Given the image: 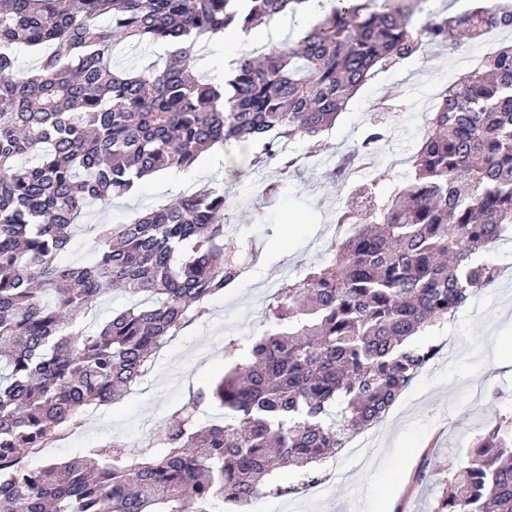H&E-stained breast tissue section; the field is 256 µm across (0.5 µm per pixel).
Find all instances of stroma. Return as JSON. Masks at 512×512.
Instances as JSON below:
<instances>
[{
  "instance_id": "obj_1",
  "label": "stroma",
  "mask_w": 512,
  "mask_h": 512,
  "mask_svg": "<svg viewBox=\"0 0 512 512\" xmlns=\"http://www.w3.org/2000/svg\"><path fill=\"white\" fill-rule=\"evenodd\" d=\"M483 54V43L475 41L453 49L429 45L375 71L320 143L305 138L293 144L307 163L290 176L294 192L271 205H263L262 190L278 178V161L253 170L249 147L234 143L225 146L223 157H203L201 166L221 176L231 202L227 248L243 257L259 254L248 281L212 298L207 315L163 344L136 391L88 410L79 425L62 426L59 437L30 456L28 465L102 451L115 441L138 444L193 391L219 379L225 343L247 342L265 329V307L279 280L321 262L337 242L336 218L349 194L328 178L338 158L360 144L374 118L383 117L390 137L379 144L371 166L354 178L360 184L382 180L386 193L402 184L439 92L476 68ZM387 173L392 181H384ZM195 176L192 169L160 172L142 180L131 195L88 206L81 221L123 223L131 213L171 202L183 181ZM259 207L265 212L261 224L254 221ZM485 257L500 268L498 281L418 337V344L436 346L438 352L372 424L374 437L360 457L345 449L324 459L323 468L335 469L336 475L326 478L320 495L266 499L260 512H431L444 484L466 466L475 438L499 417L512 415V366L500 363L503 346L512 343V241L492 243Z\"/></svg>"
}]
</instances>
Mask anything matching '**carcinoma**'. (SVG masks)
I'll use <instances>...</instances> for the list:
<instances>
[{
  "label": "carcinoma",
  "instance_id": "obj_1",
  "mask_svg": "<svg viewBox=\"0 0 512 512\" xmlns=\"http://www.w3.org/2000/svg\"><path fill=\"white\" fill-rule=\"evenodd\" d=\"M307 2L0 0V512H212L215 500L245 512L312 486L316 464L434 358L411 338L500 275L482 253L512 232V43L440 94L405 187L352 191L335 252L283 280L250 346L224 345L222 378L134 448L20 465L86 407L134 390L152 354L239 275L219 186L88 225L96 260L64 265L85 207L189 169L217 142L248 143L252 164L276 157L294 172L302 159L288 145L330 127L373 71L427 42L512 29L508 0L420 27L412 0H337L300 39L243 55L231 78L193 76L191 45ZM22 49L36 55L29 70ZM387 134L374 121L329 179L345 182ZM291 189L271 182L264 199ZM111 292L131 304L103 320ZM205 403L224 419L201 421ZM433 512H512V416L479 436Z\"/></svg>",
  "mask_w": 512,
  "mask_h": 512
}]
</instances>
